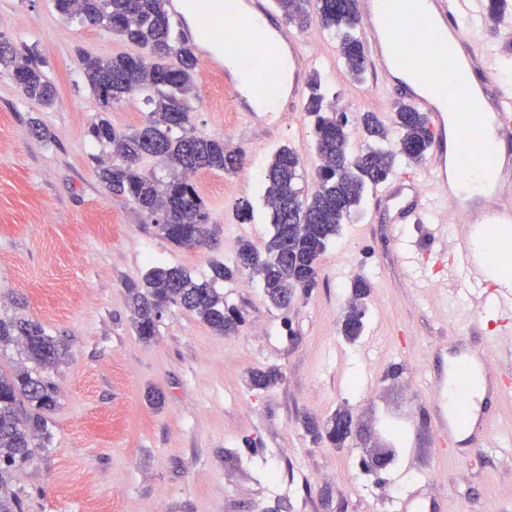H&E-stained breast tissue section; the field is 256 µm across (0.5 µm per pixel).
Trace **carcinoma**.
Segmentation results:
<instances>
[{"label":"carcinoma","instance_id":"1","mask_svg":"<svg viewBox=\"0 0 512 512\" xmlns=\"http://www.w3.org/2000/svg\"><path fill=\"white\" fill-rule=\"evenodd\" d=\"M64 19L90 23L143 47L146 56L117 55L109 59L84 54L81 66L100 114L88 135L107 147L112 163L99 165V178L110 192L123 195L153 218L164 237L179 247L191 248L210 235L209 212L196 184L186 177L202 170L236 172L243 153L224 147V138L195 134L188 125L190 96L198 65L195 48L178 34L166 9V0H52ZM289 23L307 25L316 11L321 26L338 43L348 73L359 80L366 71L364 44L359 33L355 0H274ZM0 68L11 72L23 95L43 104L54 101L56 88L45 72L44 61L34 52L19 55L0 40ZM139 94L149 107L144 126L119 130L105 116L112 103ZM304 111L314 117L316 150L322 160L320 183L310 195L298 186L301 160L290 148L275 152L263 177L264 202L273 233L265 252L250 243L240 244L232 263H216L213 279L234 280L244 273L260 278L267 300L286 307L297 289L315 287L318 264L344 221L357 210L368 191L384 183L397 164L423 161L432 145L427 115L406 102H398L390 123L376 113L361 117L365 141L351 146L347 117L336 113L327 90L313 77L304 98ZM145 156L157 158L167 178L139 166ZM346 306L341 332L349 339L364 329L367 278L357 275ZM127 291L133 308L136 335L150 341L157 331L161 307H181L199 316L218 334L232 332L240 317L227 309L224 299L207 283H198L178 267H153L144 284ZM17 344L35 367L57 366L67 354L65 340L50 335L36 321L0 319V346ZM281 380L275 368L252 374L251 385L266 389ZM57 403V387L28 369L0 371V490L15 467L25 464L47 436L46 413ZM350 421L347 410L325 420L308 418L307 431L314 440L342 446L349 435H336V425Z\"/></svg>","mask_w":512,"mask_h":512}]
</instances>
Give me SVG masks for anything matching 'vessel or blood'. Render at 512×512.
Returning a JSON list of instances; mask_svg holds the SVG:
<instances>
[{"instance_id":"vessel-or-blood-1","label":"vessel or blood","mask_w":512,"mask_h":512,"mask_svg":"<svg viewBox=\"0 0 512 512\" xmlns=\"http://www.w3.org/2000/svg\"><path fill=\"white\" fill-rule=\"evenodd\" d=\"M186 0H168L167 8L183 38L199 54V27L188 23ZM366 61L383 89L399 91L425 112L433 134L428 189L452 204L447 233H431L427 244L442 250L452 240L461 266L449 285L472 299L494 283L496 304L512 315V278L491 279L499 263L488 249L501 225L512 224V154L500 156L492 138L512 141V87L498 82L493 57L480 38L481 0H420L415 9L392 10L388 0H356ZM415 23L426 39L428 55L420 59L402 41L399 28ZM225 32L266 50L267 74L236 67L221 68L224 90L246 92L241 102L249 124L274 127L286 113L298 111L313 59L303 36L277 21L270 0H225ZM422 196L411 177L396 180L387 193L398 212H417ZM497 352L486 344L457 350L448 363L450 376L434 379L430 403L441 439L459 432L481 433V446H512V437H496L489 417L479 411L476 395L497 377Z\"/></svg>"}]
</instances>
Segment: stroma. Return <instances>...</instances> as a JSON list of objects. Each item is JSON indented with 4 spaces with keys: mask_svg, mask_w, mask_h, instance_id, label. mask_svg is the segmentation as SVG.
<instances>
[{
    "mask_svg": "<svg viewBox=\"0 0 512 512\" xmlns=\"http://www.w3.org/2000/svg\"><path fill=\"white\" fill-rule=\"evenodd\" d=\"M311 72L336 93L349 119L375 112L390 120L395 96L372 73L354 80L318 18L302 29ZM0 36L30 47L57 89L53 107L26 98L0 71V318L40 322L66 338L69 356L47 375L58 388L50 438L38 443L8 488L24 512H512V447L469 452L439 441L427 396L430 380L458 341L493 340L512 388V334L488 305L448 288L451 252L431 254L427 219L402 222L368 193L320 258L314 288L285 308L268 303L257 278L214 280L213 261H232L240 240L264 249L273 232L263 175L273 153L301 159L299 185L312 191L319 161L310 117L255 128L237 112L206 62L195 75L191 124L244 153L243 174L201 171L195 183L215 235L206 245L169 242L151 218L98 177L106 148L88 126L99 107L79 52L140 55V46L89 24L63 19L50 0H0ZM49 139L30 133L32 122ZM249 205V217L240 208ZM213 281L244 322L215 333L177 306L150 342L135 335L127 287L151 265ZM371 282L365 328L341 333L349 285ZM275 368L262 391L250 377ZM157 390L162 407L145 395ZM352 416L343 446L314 441L305 418L336 410ZM413 417L414 442L378 474L361 469L382 440L379 411Z\"/></svg>",
    "mask_w": 512,
    "mask_h": 512,
    "instance_id": "stroma-1",
    "label": "stroma"
}]
</instances>
